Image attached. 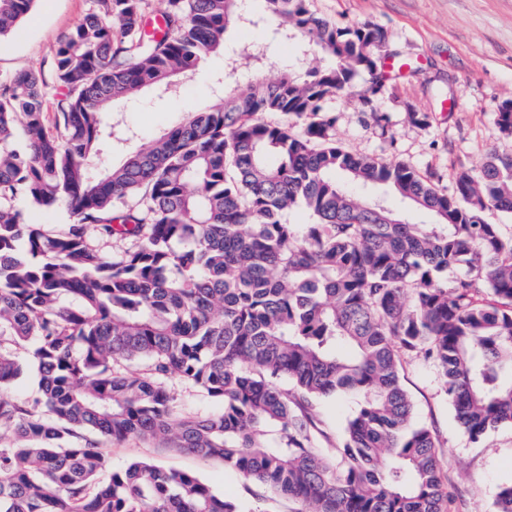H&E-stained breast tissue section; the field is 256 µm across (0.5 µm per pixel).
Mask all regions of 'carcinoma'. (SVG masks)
<instances>
[{
	"label": "carcinoma",
	"instance_id": "1",
	"mask_svg": "<svg viewBox=\"0 0 512 512\" xmlns=\"http://www.w3.org/2000/svg\"><path fill=\"white\" fill-rule=\"evenodd\" d=\"M35 2L0 0V38ZM264 2L277 34L331 63L246 83L117 164L103 151L137 137L118 106L179 94L231 23L254 25L239 0H163L161 37L148 0H96L56 49L53 116L34 71L0 85V512H242L188 471L109 470L98 439L130 436L218 458L305 512H448L408 358L433 363L469 439L512 426V235L484 219L512 213V154L456 173L448 196L347 150L326 101L362 74L372 102L406 58L370 21ZM497 124L512 133V102ZM20 198L73 221L30 223ZM28 355L31 404L6 391ZM171 378L219 410L184 413ZM336 395L357 409L332 438L315 405ZM494 505L512 512V482Z\"/></svg>",
	"mask_w": 512,
	"mask_h": 512
}]
</instances>
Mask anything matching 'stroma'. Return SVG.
Masks as SVG:
<instances>
[{"mask_svg": "<svg viewBox=\"0 0 512 512\" xmlns=\"http://www.w3.org/2000/svg\"><path fill=\"white\" fill-rule=\"evenodd\" d=\"M317 16L340 27L370 21L382 27L391 45L404 52L414 74L392 80L384 95L364 104L366 85L355 79L350 95L328 100L337 141L348 150L401 162L431 175L452 192L456 172H478L491 153H512V136L496 123L497 107L512 100V0H307ZM91 0H37L29 19L0 39V82L21 70L35 71L47 95L56 92L55 50L60 38L88 13ZM255 27H229L223 52L210 55L177 96L148 93L123 104L129 126L147 141L212 100L216 88L233 89L251 72L245 65L253 42L267 44L262 75L278 79L302 71L300 42H280L277 23L263 0H250ZM426 113L427 124L410 115ZM404 385L414 407V424L427 425L439 438L443 469L456 512H494L499 487L512 481V426L481 441L458 427L442 380L424 358L406 360ZM113 468L147 459L166 469L189 471L217 492L246 506L260 503L263 490L222 461L129 437L102 441Z\"/></svg>", "mask_w": 512, "mask_h": 512, "instance_id": "1", "label": "stroma"}]
</instances>
